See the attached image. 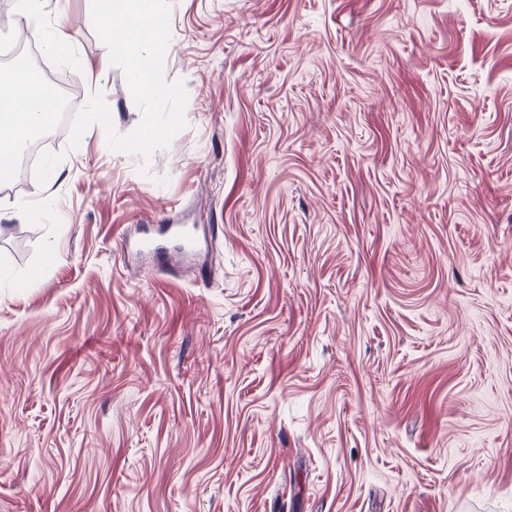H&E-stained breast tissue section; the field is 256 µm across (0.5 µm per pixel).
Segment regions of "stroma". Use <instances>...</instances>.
<instances>
[{
	"label": "stroma",
	"mask_w": 512,
	"mask_h": 512,
	"mask_svg": "<svg viewBox=\"0 0 512 512\" xmlns=\"http://www.w3.org/2000/svg\"><path fill=\"white\" fill-rule=\"evenodd\" d=\"M170 6V147L0 179V512H512V0ZM3 28L139 125L91 0ZM138 247L140 250L153 253L158 269H164L171 263L173 253L162 237L144 239L138 243Z\"/></svg>",
	"instance_id": "1"
}]
</instances>
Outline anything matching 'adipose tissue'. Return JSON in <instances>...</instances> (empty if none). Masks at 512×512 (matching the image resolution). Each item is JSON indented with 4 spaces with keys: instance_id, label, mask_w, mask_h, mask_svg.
<instances>
[{
    "instance_id": "adipose-tissue-1",
    "label": "adipose tissue",
    "mask_w": 512,
    "mask_h": 512,
    "mask_svg": "<svg viewBox=\"0 0 512 512\" xmlns=\"http://www.w3.org/2000/svg\"><path fill=\"white\" fill-rule=\"evenodd\" d=\"M34 79L23 68L8 71L0 80V159L16 154L27 134L43 130L54 116L53 99L33 106Z\"/></svg>"
}]
</instances>
